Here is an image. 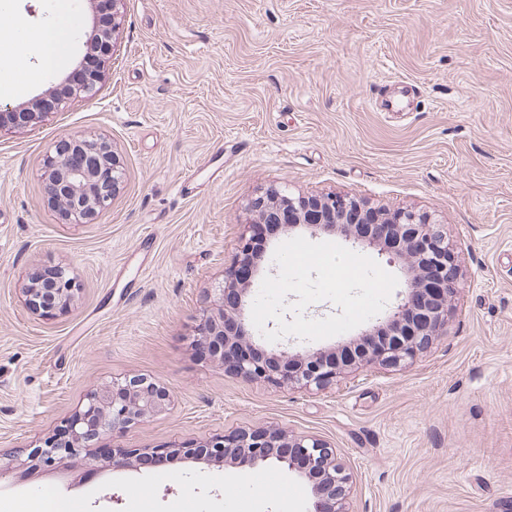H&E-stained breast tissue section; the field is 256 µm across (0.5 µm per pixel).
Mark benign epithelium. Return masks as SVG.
Listing matches in <instances>:
<instances>
[{
	"instance_id": "obj_1",
	"label": "benign epithelium",
	"mask_w": 512,
	"mask_h": 512,
	"mask_svg": "<svg viewBox=\"0 0 512 512\" xmlns=\"http://www.w3.org/2000/svg\"><path fill=\"white\" fill-rule=\"evenodd\" d=\"M122 0H101L99 9L111 14L108 27L91 37L93 71L71 74L65 93L52 96L53 111L96 92L101 72L112 59L114 19ZM46 191L67 224H85L112 208L120 191L122 172L109 141L95 133L63 139L43 160ZM251 220L241 225L237 251L224 268L222 284L206 293L196 327V346L212 365L243 381L261 379L277 390L318 392L336 383L347 371L372 366H402L448 335L451 300L458 289L460 267L456 245L444 225L431 215L412 210L382 211L349 196H295L272 188L250 200ZM281 229L311 237L334 235L362 249H372L397 264L405 291L359 342L329 351L310 342L278 343L277 352L262 357L255 332L246 323L245 307L260 286L264 256L253 253L255 228ZM25 307L50 315L65 310L75 296L74 277L65 267L53 279L35 276L21 289ZM169 391L143 375L106 382L87 394L66 421L60 435L49 436L34 448L14 453L9 469L49 468L67 458L88 453L100 440L170 409ZM191 460L217 467H257L276 463L294 473L309 488L308 512H349L352 478L328 442L293 435L275 426L233 429L191 445L171 442L158 448H112V467H161L174 460Z\"/></svg>"
}]
</instances>
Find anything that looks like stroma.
Masks as SVG:
<instances>
[{
    "instance_id": "1",
    "label": "stroma",
    "mask_w": 512,
    "mask_h": 512,
    "mask_svg": "<svg viewBox=\"0 0 512 512\" xmlns=\"http://www.w3.org/2000/svg\"><path fill=\"white\" fill-rule=\"evenodd\" d=\"M96 0H0V59L36 81L0 92L31 108L61 88L96 27ZM96 93L0 133V463L62 428L99 384L149 374L171 410L48 471H7L0 512L44 490L80 512H306L283 467L113 470V445L197 442L276 425L333 445L350 512H512V0H124ZM65 27L45 71L35 38ZM414 86L399 111L383 101ZM111 144V211L68 224L40 177L68 135ZM193 180L191 196L181 181ZM342 193L432 214L457 240L448 334L400 370L313 393L212 367L194 349L201 296L224 277L248 201L270 187ZM64 266L70 308L23 304L29 273Z\"/></svg>"
}]
</instances>
